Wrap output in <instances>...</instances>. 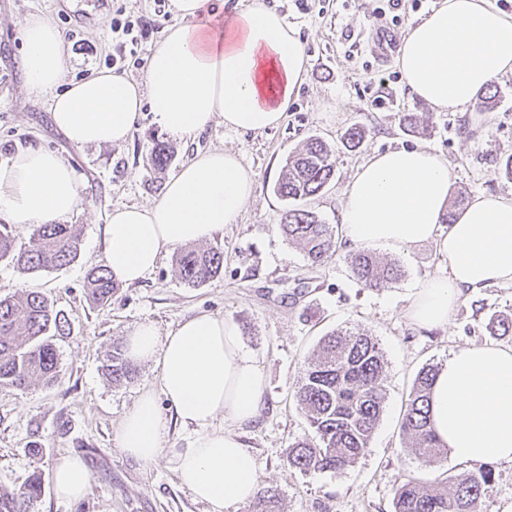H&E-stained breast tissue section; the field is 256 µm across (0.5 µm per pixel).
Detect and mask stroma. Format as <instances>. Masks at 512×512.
Instances as JSON below:
<instances>
[{"label":"stroma","instance_id":"1","mask_svg":"<svg viewBox=\"0 0 512 512\" xmlns=\"http://www.w3.org/2000/svg\"><path fill=\"white\" fill-rule=\"evenodd\" d=\"M266 3L298 29L308 56V78L280 126L235 130L219 120L195 139L184 140L162 132L145 111L123 144L77 148L53 126L49 96L33 97L24 90L19 20L42 15L54 19L67 35L68 77L77 81L104 69L113 53L109 22L116 11L148 22L133 60L124 67L125 74L137 79L144 77L148 58L172 18L155 16L153 0H0V161L28 148L57 151L74 166L84 199L70 218L80 234L81 250L69 266L26 273L0 261V296L42 292L69 322L67 335L57 341L59 375L52 386L0 390V488H17L31 474L41 473L44 491L31 512H208L180 484L175 471L177 454L192 441L191 430L170 422L163 453L149 467L127 457L117 444L118 426L139 392L157 388V369L136 364L133 378L121 383L112 382L106 371L113 345L125 342L140 323L152 322L164 335L197 313L231 319L244 351L266 377L265 407L242 434L259 466V490L276 494V512H391L394 490L401 483H429L471 470L451 460L423 468L402 446L403 405L419 369L444 366L451 351L478 344L512 348V335L495 336L489 329L494 318H512V284L460 300L447 327H417L404 315L415 287L448 271L435 243L406 252L376 248V255L400 265L403 274L398 282L364 288L346 261L351 249L346 236H339L334 255L317 267L283 237L278 224L285 203L273 187L288 154L317 136L336 149L335 174L310 203L329 224L340 222L343 190L357 167L375 152L402 146L440 153L453 175V196L467 200L478 191L510 192L512 179L497 170L503 156L512 153V76L495 79L493 111L471 107L436 112L413 96L395 59L376 56L372 36L381 24L402 40L437 0H423L398 25L392 22L388 0H328L319 17L300 13L295 0ZM383 74L391 78L384 89L378 82ZM379 93L384 106L368 108V99ZM405 112L417 114L423 133L400 127ZM355 124L369 135L353 150L342 139ZM157 140L174 149L161 171L147 161ZM212 148L237 153L256 179L254 194L236 221L205 241L206 246L223 248L222 275L198 287L187 286L177 276L170 251L141 283L120 286L109 304L89 302L85 277L103 263L102 229L113 209L156 201L184 161ZM345 326L374 337L384 352L383 415L367 452L354 466L339 473H302L285 462L294 438L310 431L294 397L295 386L320 338ZM70 455L81 456L91 475L90 490L78 502L57 499L53 489L54 468Z\"/></svg>","mask_w":512,"mask_h":512}]
</instances>
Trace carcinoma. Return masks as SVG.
Returning <instances> with one entry per match:
<instances>
[{"instance_id": "cac0c4a2", "label": "carcinoma", "mask_w": 512, "mask_h": 512, "mask_svg": "<svg viewBox=\"0 0 512 512\" xmlns=\"http://www.w3.org/2000/svg\"><path fill=\"white\" fill-rule=\"evenodd\" d=\"M364 127L349 128L343 138L348 148L360 146ZM174 151L162 141L153 143L149 164L164 169ZM335 151L313 137L286 160L274 192L287 202L280 229L288 241L303 249L313 266L333 254L335 228L312 210L299 205L319 196L334 175ZM80 248V235L72 224H38L27 248L16 250L7 225L0 224V259H10L24 271H48L73 263ZM347 263L354 277L367 288H379L402 276L400 266L382 263L365 248L349 251ZM178 277L196 287L219 277L224 270V250L192 246L175 256ZM118 284L101 265L87 277V297L95 304L107 303ZM69 326L65 314L54 310L39 292L0 296V388L27 390L40 383L53 384L59 373L55 337ZM112 381L133 377L135 369L118 345L113 347L108 368ZM439 368L427 365L417 373L406 401L401 432L405 444L424 468L446 459L448 449L436 439L430 419V391ZM385 358L377 340L354 328L333 330L320 340L319 354L306 367L295 390L317 438L312 445L298 439L285 456L288 467L303 473L339 472L353 466L369 448L384 411ZM487 465L449 481L426 486L410 479L396 487L392 512H484L483 497L494 480ZM41 474L31 475L18 489H0V512H30L42 495Z\"/></svg>"}]
</instances>
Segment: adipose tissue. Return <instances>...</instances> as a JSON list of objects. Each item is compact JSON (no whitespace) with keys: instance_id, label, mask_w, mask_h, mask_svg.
<instances>
[{"instance_id":"ef3b65f1","label":"adipose tissue","mask_w":512,"mask_h":512,"mask_svg":"<svg viewBox=\"0 0 512 512\" xmlns=\"http://www.w3.org/2000/svg\"><path fill=\"white\" fill-rule=\"evenodd\" d=\"M176 21L155 46L144 79L102 70L66 79L70 59L46 16L20 24L21 68L28 93L50 94L51 118L75 147L123 143L142 108L171 136L192 139L215 120L265 130L281 124L307 78L298 31L265 0H170ZM411 92L438 112H463L497 76L512 75V17L489 0H439L410 26L397 56ZM447 161L422 147L372 154L345 189L341 222L357 246L408 250L436 241L448 272L415 289L405 314L422 328L447 326L461 296L512 283V193L478 192L443 225L453 187ZM255 175L223 149L197 154L148 206L113 210L103 228L105 266L126 285L139 283L176 247L209 238L234 223L252 197ZM82 203L74 167L61 154L30 148L0 161V215L14 224H48ZM134 363L155 364L158 391H143L123 417L122 452L149 465L168 430L163 404L193 431L178 453L179 481L211 512L253 498L255 456L238 429L265 405L266 380L243 351L229 319L199 313L160 335L150 323L126 338ZM431 414L451 458L512 463V350L472 345L453 352L434 380ZM90 473L77 456L53 473L58 498L78 501Z\"/></svg>"}]
</instances>
